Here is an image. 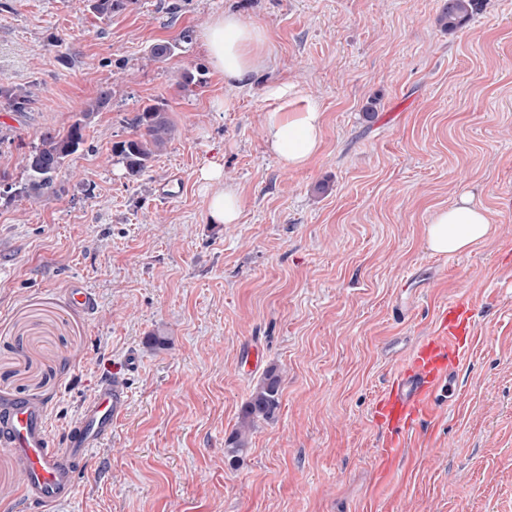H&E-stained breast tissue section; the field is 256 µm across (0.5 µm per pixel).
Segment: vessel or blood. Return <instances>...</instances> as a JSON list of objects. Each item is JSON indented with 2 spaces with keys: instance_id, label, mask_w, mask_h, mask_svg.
Listing matches in <instances>:
<instances>
[{
  "instance_id": "1",
  "label": "vessel or blood",
  "mask_w": 512,
  "mask_h": 512,
  "mask_svg": "<svg viewBox=\"0 0 512 512\" xmlns=\"http://www.w3.org/2000/svg\"><path fill=\"white\" fill-rule=\"evenodd\" d=\"M472 332L467 309L452 303L440 324L414 352L380 404L382 418L401 432L423 414L438 392L449 390L455 367ZM121 374L103 383L86 400L79 418L68 430L65 447H56L49 431L47 408L30 398L0 403V449L18 462L24 476L23 497L38 512H53L75 494V473L88 451L112 436V426L129 405L128 374L139 367L128 354Z\"/></svg>"
}]
</instances>
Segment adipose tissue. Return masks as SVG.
I'll list each match as a JSON object with an SVG mask.
<instances>
[{"mask_svg":"<svg viewBox=\"0 0 512 512\" xmlns=\"http://www.w3.org/2000/svg\"><path fill=\"white\" fill-rule=\"evenodd\" d=\"M200 38L213 69L232 90L270 59L266 32L234 13L215 17L201 31ZM268 95L277 101L276 107L266 112L262 124L268 150L285 168L306 167L322 147L323 112L312 103L288 105V89L284 86L269 87ZM201 178L211 187L208 197L211 218L220 224L236 223L242 211V197L235 187L224 184L222 166L208 163L201 170ZM492 233L488 210L473 196L465 194L433 213L425 229V243L434 253L453 255L484 243Z\"/></svg>","mask_w":512,"mask_h":512,"instance_id":"obj_1","label":"adipose tissue"}]
</instances>
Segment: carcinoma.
<instances>
[{
    "label": "carcinoma",
    "mask_w": 512,
    "mask_h": 512,
    "mask_svg": "<svg viewBox=\"0 0 512 512\" xmlns=\"http://www.w3.org/2000/svg\"><path fill=\"white\" fill-rule=\"evenodd\" d=\"M92 9L102 17L123 9L129 0H91ZM478 0H446L438 22L448 30L465 26L477 9ZM103 91L96 103L79 112V118L67 130H47L40 134L38 143L32 146L26 157L27 180L21 193L29 199H41L58 193L56 179L65 159L76 153L85 143V129L92 115L107 100ZM31 103L30 93H21L13 87L0 84V104L12 112H26ZM133 134L130 138L112 147V153L123 165L126 174L137 178L149 167L171 139L174 124L166 110L159 104L147 105L131 122ZM281 378L277 369L266 371L260 384L243 404L239 427L227 442L225 452L236 458L248 447L247 432L259 420L274 418L280 408Z\"/></svg>",
    "instance_id": "carcinoma-1"
}]
</instances>
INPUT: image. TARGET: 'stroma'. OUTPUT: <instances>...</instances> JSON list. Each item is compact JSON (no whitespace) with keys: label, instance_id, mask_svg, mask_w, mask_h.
Segmentation results:
<instances>
[{"label":"stroma","instance_id":"35a3bbf8","mask_svg":"<svg viewBox=\"0 0 512 512\" xmlns=\"http://www.w3.org/2000/svg\"><path fill=\"white\" fill-rule=\"evenodd\" d=\"M444 2L130 0L103 18L89 0H0V84L32 98L0 109L14 187L0 196V398L42 401L61 447L98 383L127 352L140 359L126 416L60 512H512V0H482L455 31L437 21ZM227 10L272 51L231 91L198 38ZM270 84L324 114L306 168L264 143ZM104 90L59 193L18 194L39 135ZM149 104L176 130L132 181L112 147ZM211 160L243 197L238 223L207 212ZM467 192L492 236L432 253V214ZM75 282L94 288V311L71 306ZM451 302L474 331L453 390L393 433L377 405ZM271 367L279 412L231 461L226 441Z\"/></svg>","mask_w":512,"mask_h":512}]
</instances>
